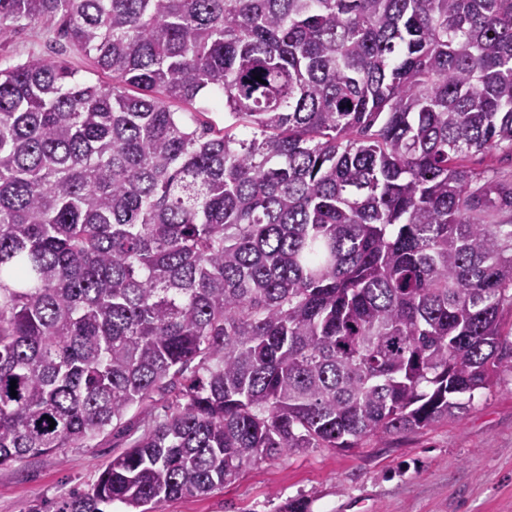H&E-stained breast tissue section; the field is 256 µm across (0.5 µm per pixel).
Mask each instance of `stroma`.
<instances>
[{
  "mask_svg": "<svg viewBox=\"0 0 512 512\" xmlns=\"http://www.w3.org/2000/svg\"><path fill=\"white\" fill-rule=\"evenodd\" d=\"M64 62L76 78L111 83L94 56L42 21L0 40V68L30 57ZM106 432L87 448L0 467V512H58L88 490L124 449ZM304 498L310 512H512V374L477 394L467 414L359 448H314L246 465L223 489L166 502L161 512H281Z\"/></svg>",
  "mask_w": 512,
  "mask_h": 512,
  "instance_id": "stroma-1",
  "label": "stroma"
}]
</instances>
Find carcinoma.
Masks as SVG:
<instances>
[{"label": "carcinoma", "mask_w": 512, "mask_h": 512, "mask_svg": "<svg viewBox=\"0 0 512 512\" xmlns=\"http://www.w3.org/2000/svg\"><path fill=\"white\" fill-rule=\"evenodd\" d=\"M39 20L112 83L0 69V466L164 408L59 512H157L512 372V174L463 164L512 157V0H0V38ZM209 91L221 129L171 109ZM465 165L476 171L497 168L500 170L512 169L510 156L501 152L475 153L465 158Z\"/></svg>", "instance_id": "carcinoma-1"}]
</instances>
